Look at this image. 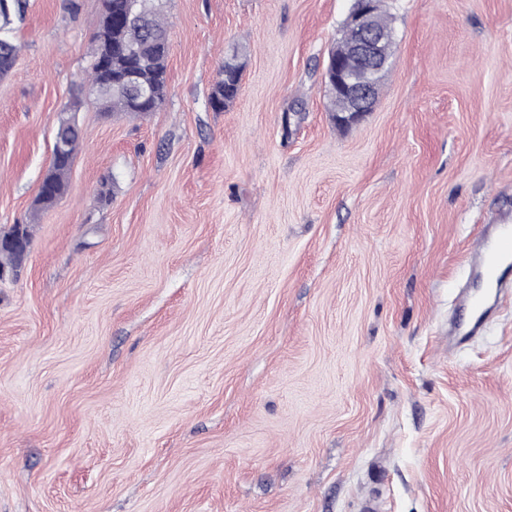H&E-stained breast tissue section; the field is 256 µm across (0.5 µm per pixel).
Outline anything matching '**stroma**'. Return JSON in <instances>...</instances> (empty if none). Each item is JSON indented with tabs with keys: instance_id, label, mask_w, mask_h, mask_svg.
<instances>
[{
	"instance_id": "35a3bbf8",
	"label": "stroma",
	"mask_w": 512,
	"mask_h": 512,
	"mask_svg": "<svg viewBox=\"0 0 512 512\" xmlns=\"http://www.w3.org/2000/svg\"><path fill=\"white\" fill-rule=\"evenodd\" d=\"M352 4L164 0V103L84 101L39 214L101 2L28 0L0 79V229L33 226L0 282V512H512V287L448 335L512 221V0H386L388 77L340 128ZM242 73V63H224L222 77L215 82L208 97V104L213 111H224L235 100L241 87ZM74 123L75 127L70 138L71 147L69 154L63 160L56 159L51 162L50 168L47 171V178L50 180V183L49 185L44 183L38 192L36 199L37 211L42 212L51 209L67 192L68 175L78 149L80 138V130L76 120Z\"/></svg>"
}]
</instances>
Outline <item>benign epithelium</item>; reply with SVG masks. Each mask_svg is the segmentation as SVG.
Here are the masks:
<instances>
[{
	"mask_svg": "<svg viewBox=\"0 0 512 512\" xmlns=\"http://www.w3.org/2000/svg\"><path fill=\"white\" fill-rule=\"evenodd\" d=\"M381 0H354L345 19L346 48L329 57L325 84L343 103L336 123L353 125L373 111L378 97V77L390 61L395 34L378 19Z\"/></svg>",
	"mask_w": 512,
	"mask_h": 512,
	"instance_id": "7a95c632",
	"label": "benign epithelium"
}]
</instances>
